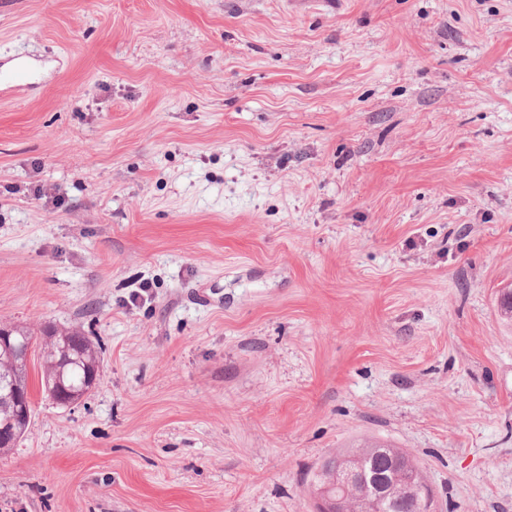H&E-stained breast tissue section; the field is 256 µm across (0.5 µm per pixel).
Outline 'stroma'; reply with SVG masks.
I'll return each instance as SVG.
<instances>
[{
	"label": "stroma",
	"mask_w": 512,
	"mask_h": 512,
	"mask_svg": "<svg viewBox=\"0 0 512 512\" xmlns=\"http://www.w3.org/2000/svg\"><path fill=\"white\" fill-rule=\"evenodd\" d=\"M0 321L97 386L0 512H313L375 436L512 512V0H0ZM50 332L53 333V336H56L58 345L69 344L73 353L71 355V351L67 348L56 347L58 350H55V355L46 354L43 357L40 361L41 386L57 404L68 406L73 402L74 388L79 386L86 376L99 367L101 348L96 347L90 338L85 336L80 326L61 328L51 325ZM72 358H74V361L66 367ZM56 359H58L56 361L58 371L53 365ZM65 367L66 370L62 379L61 375ZM57 373L60 376L58 377L59 380L62 379L61 385L54 383Z\"/></svg>",
	"instance_id": "obj_1"
}]
</instances>
